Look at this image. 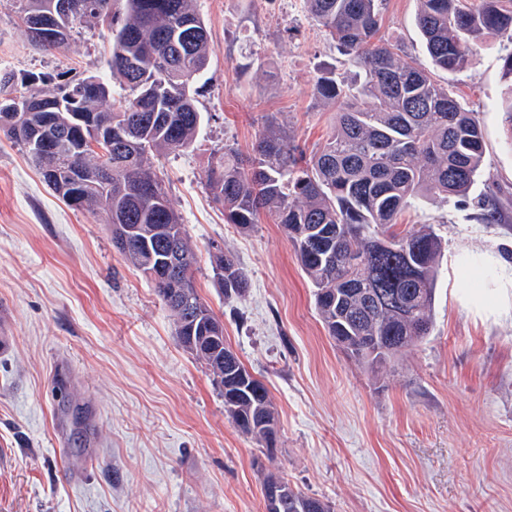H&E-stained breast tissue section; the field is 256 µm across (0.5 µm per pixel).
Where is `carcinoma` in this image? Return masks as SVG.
Returning a JSON list of instances; mask_svg holds the SVG:
<instances>
[{
    "label": "carcinoma",
    "instance_id": "1",
    "mask_svg": "<svg viewBox=\"0 0 512 512\" xmlns=\"http://www.w3.org/2000/svg\"><path fill=\"white\" fill-rule=\"evenodd\" d=\"M35 0H7L25 30ZM383 0H306L312 17L349 57L358 79L345 84L320 76L317 95L338 110L329 137L308 157L288 138L263 135L243 158L226 147L213 156L205 185L224 206L225 221L243 229L270 210L292 241L314 288L315 306L328 335L364 368L397 360L433 326L434 282L443 244L428 225L406 233L398 218L423 196L464 197L485 165L479 119L433 73L403 61L398 48L376 38ZM417 25L433 67L448 72L466 61L469 43L490 35L507 40L501 104L512 138V0H419ZM108 24L112 78L129 89L119 106L109 95L84 99L83 129L71 135L63 166L36 156L32 143L55 126H70L68 112L51 109L96 74L65 80L50 94L41 75L21 79L27 92L0 91V129L24 149L45 184L79 209L101 207L111 217L112 243L153 284L176 317L180 344L207 366L224 390V412L246 436L263 442L250 425L275 420L264 383L224 343V323L195 286L194 252L174 203L151 168V156L182 151L203 123L192 93L209 60L208 30L189 0H110L101 16L58 23L55 45L73 24ZM33 110L16 121L15 100ZM224 300L241 299L248 278L235 259L214 256L212 270ZM262 493L281 512H331L327 503L272 472Z\"/></svg>",
    "mask_w": 512,
    "mask_h": 512
}]
</instances>
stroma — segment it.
I'll use <instances>...</instances> for the list:
<instances>
[{"label": "stroma", "instance_id": "35a3bbf8", "mask_svg": "<svg viewBox=\"0 0 512 512\" xmlns=\"http://www.w3.org/2000/svg\"><path fill=\"white\" fill-rule=\"evenodd\" d=\"M210 35L196 84L194 144L156 160L188 241L195 285L224 339L262 379L278 441L266 451L235 428L203 361L176 339L151 282L112 245L105 212L65 204L0 133V512H264V471L333 512H512V144L499 107L501 39L472 44L464 68L435 70L479 119L483 175L467 197L422 199L398 221L443 243L430 335L366 373L336 346L282 227L268 214L242 230L205 186L224 146L259 134L315 150L336 111L314 85L354 68L304 0H193ZM418 0H384L380 35L429 66ZM112 35L76 24L46 51L0 5V75L110 80ZM499 218L486 223L478 200ZM249 279L225 301L215 251Z\"/></svg>", "mask_w": 512, "mask_h": 512}]
</instances>
